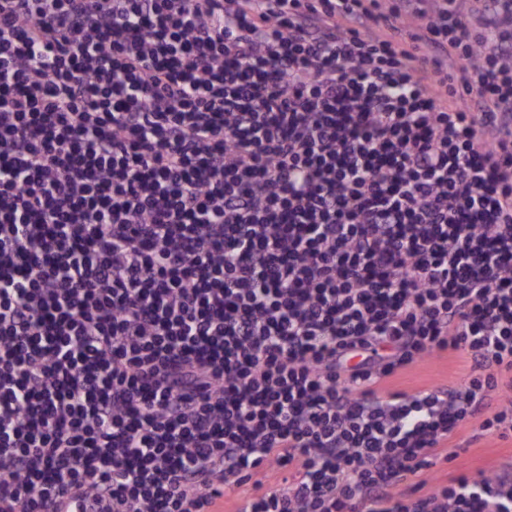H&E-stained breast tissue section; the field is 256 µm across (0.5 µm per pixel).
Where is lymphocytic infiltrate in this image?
Listing matches in <instances>:
<instances>
[{"mask_svg":"<svg viewBox=\"0 0 512 512\" xmlns=\"http://www.w3.org/2000/svg\"><path fill=\"white\" fill-rule=\"evenodd\" d=\"M486 2L0 0V512H512L435 472L512 439ZM469 365L454 352L448 351L441 357L428 358L409 369L400 383L403 388L413 390L432 383L461 380L468 372Z\"/></svg>","mask_w":512,"mask_h":512,"instance_id":"1","label":"lymphocytic infiltrate"}]
</instances>
